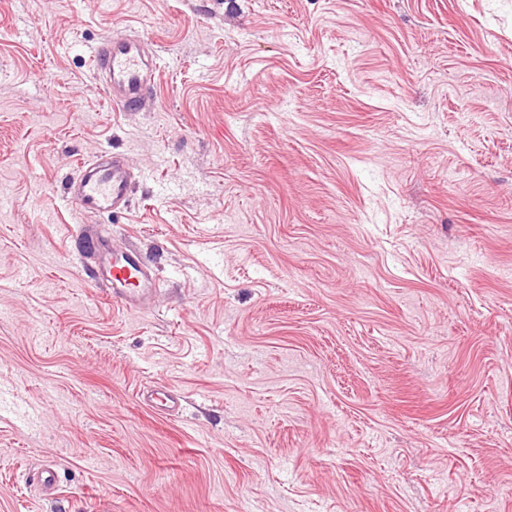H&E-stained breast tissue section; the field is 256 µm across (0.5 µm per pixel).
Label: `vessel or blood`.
I'll use <instances>...</instances> for the list:
<instances>
[{
	"label": "vessel or blood",
	"mask_w": 512,
	"mask_h": 512,
	"mask_svg": "<svg viewBox=\"0 0 512 512\" xmlns=\"http://www.w3.org/2000/svg\"><path fill=\"white\" fill-rule=\"evenodd\" d=\"M95 63L106 73L105 89L114 105L126 112L140 107L157 67L143 39L109 41L99 49ZM133 188L122 160L105 154L81 163L66 198L83 212L114 216L127 210ZM75 247L89 260L91 275L107 299L128 312H141L156 290L155 274L144 253L131 248L110 253L109 238L102 233H77ZM143 400L163 415L174 414L180 407L178 395L165 387L147 390Z\"/></svg>",
	"instance_id": "1"
}]
</instances>
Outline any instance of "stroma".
I'll return each instance as SVG.
<instances>
[{
    "label": "stroma",
    "mask_w": 512,
    "mask_h": 512,
    "mask_svg": "<svg viewBox=\"0 0 512 512\" xmlns=\"http://www.w3.org/2000/svg\"><path fill=\"white\" fill-rule=\"evenodd\" d=\"M106 151L115 217L63 194ZM0 512H512V0H0ZM95 63L106 72L105 89L114 105L125 112L140 107L157 67L143 39L109 41L98 50ZM103 233L78 232L75 247L90 261V272L104 296L131 313H139L156 290L154 271L146 255L128 248L111 254ZM143 400L154 410L163 415H172L180 407L179 396L165 387H154L143 393Z\"/></svg>",
    "instance_id": "1"
}]
</instances>
